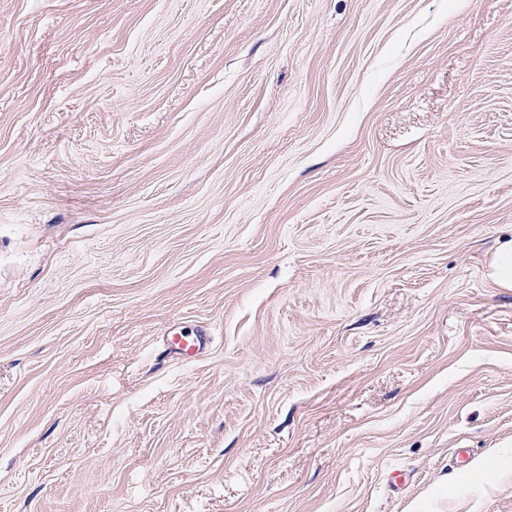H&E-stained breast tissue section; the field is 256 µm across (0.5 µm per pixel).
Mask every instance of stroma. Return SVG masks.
Returning a JSON list of instances; mask_svg holds the SVG:
<instances>
[{"instance_id":"1","label":"stroma","mask_w":512,"mask_h":512,"mask_svg":"<svg viewBox=\"0 0 512 512\" xmlns=\"http://www.w3.org/2000/svg\"><path fill=\"white\" fill-rule=\"evenodd\" d=\"M510 238L512 0H0V512H512ZM488 275L497 288L512 290V239L497 247L489 264ZM167 351L170 353L184 354L185 352L196 356L206 345L205 336L190 338L184 334L175 333L172 336H166Z\"/></svg>"}]
</instances>
